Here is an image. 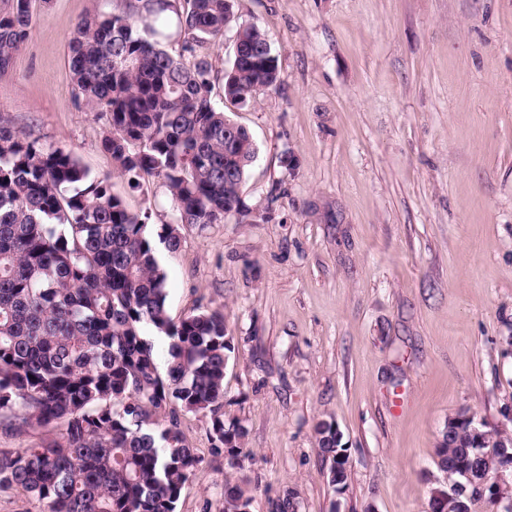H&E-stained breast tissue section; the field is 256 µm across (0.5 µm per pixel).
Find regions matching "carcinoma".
I'll use <instances>...</instances> for the list:
<instances>
[{
  "mask_svg": "<svg viewBox=\"0 0 512 512\" xmlns=\"http://www.w3.org/2000/svg\"><path fill=\"white\" fill-rule=\"evenodd\" d=\"M31 10L32 0L0 10V74L27 38ZM232 25L241 27L228 0H116L68 38L78 99L109 116L102 148L129 181L160 178L179 224L250 218L242 183L257 148L215 103L212 63L200 54ZM172 41L191 66L166 49ZM279 82L264 32L244 27L222 97L244 109ZM149 219L72 152L44 149L0 114V414L13 429L59 430L1 455L0 486L30 494L43 512H176L197 464L180 430L184 412L209 417L229 467L249 456L246 429L224 420V361L234 350L224 314L170 318ZM149 328L168 340L163 371ZM334 429L316 425L330 458L344 451ZM474 446L495 453L498 434L475 444L457 425L436 449L437 468L457 479ZM224 494L251 508L246 483L227 479Z\"/></svg>",
  "mask_w": 512,
  "mask_h": 512,
  "instance_id": "carcinoma-1",
  "label": "carcinoma"
}]
</instances>
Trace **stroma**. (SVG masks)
<instances>
[{
  "label": "stroma",
  "mask_w": 512,
  "mask_h": 512,
  "mask_svg": "<svg viewBox=\"0 0 512 512\" xmlns=\"http://www.w3.org/2000/svg\"><path fill=\"white\" fill-rule=\"evenodd\" d=\"M111 7L35 0L0 113L149 214L172 319L224 312V417L247 430L251 512L288 494L297 512H429L449 417L512 433V0H236L280 70L231 114L259 149L243 196L274 213L180 225L173 252L162 180L116 175L107 115L75 99L69 34ZM322 419L349 455L341 489ZM181 430L199 463L177 512H222L209 419L185 413ZM335 425L327 420H321L316 425V433L319 436V446L329 458L337 457L341 454L339 452H346L345 448L340 447L339 434L336 430V437L334 435ZM338 447V448H336Z\"/></svg>",
  "instance_id": "35a3bbf8"
}]
</instances>
